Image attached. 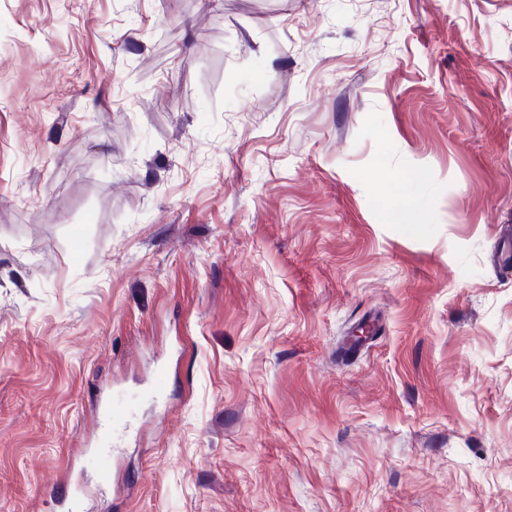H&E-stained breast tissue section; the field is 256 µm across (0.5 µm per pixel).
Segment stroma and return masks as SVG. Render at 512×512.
Segmentation results:
<instances>
[{"mask_svg": "<svg viewBox=\"0 0 512 512\" xmlns=\"http://www.w3.org/2000/svg\"><path fill=\"white\" fill-rule=\"evenodd\" d=\"M509 232L512 0H0V512H512Z\"/></svg>", "mask_w": 512, "mask_h": 512, "instance_id": "stroma-1", "label": "stroma"}]
</instances>
